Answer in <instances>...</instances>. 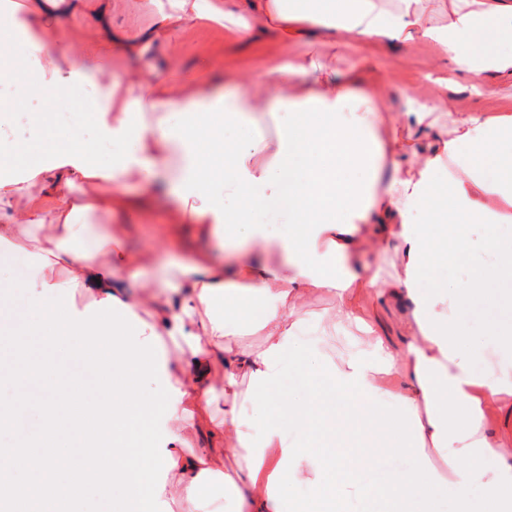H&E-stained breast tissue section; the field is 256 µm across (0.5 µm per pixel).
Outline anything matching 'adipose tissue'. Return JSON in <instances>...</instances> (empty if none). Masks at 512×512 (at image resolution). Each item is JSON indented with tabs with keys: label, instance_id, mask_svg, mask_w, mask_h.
Listing matches in <instances>:
<instances>
[{
	"label": "adipose tissue",
	"instance_id": "obj_1",
	"mask_svg": "<svg viewBox=\"0 0 512 512\" xmlns=\"http://www.w3.org/2000/svg\"><path fill=\"white\" fill-rule=\"evenodd\" d=\"M131 0L150 23L136 32L113 30L112 0H14L0 9V29L21 32L14 47L0 48V82L18 98L65 97L90 83L97 96L91 122L104 141L134 139L135 151L121 164L101 165L90 148L42 155L16 177V147L0 137V263L25 259L36 284L78 285L89 302L115 298L153 336L174 345L164 355V374L178 389L166 448L171 473L196 504L220 473L230 487L234 512H284L287 487L309 480L310 498L293 512H345L349 500L370 512H440L443 490L452 512H512V377L488 381L471 367L477 346L468 343L451 304L507 301L512 285V240L495 228L512 222V114L446 111L448 82L463 75L478 93L512 79V0ZM81 20L96 31L76 41L67 22ZM224 26L240 44L257 29L281 46L317 41L300 56H279L262 81L242 76L237 92L214 91L198 82L185 88L149 71L115 77L103 54L141 57L147 44L171 45L193 21ZM433 44L446 71L437 92L413 97L398 123L385 124L381 97L368 79L366 46L403 50ZM357 51L348 70L326 61L325 49ZM26 59L24 81L9 60ZM195 124L173 126L174 98ZM431 129L426 142L404 139L409 129ZM225 156L224 166L213 160ZM387 172L380 189L358 196L347 168ZM163 178L175 199L174 221L197 225L199 234L228 243L225 262L202 252L186 253L156 291L131 296L120 271L137 256L112 232L114 214L141 206L125 185ZM89 192L76 201L75 183ZM432 217L419 224L415 211ZM238 213L242 232L229 231ZM283 214L293 230L271 232V213ZM484 227L482 246L493 263L475 261L453 292L422 294L430 267L454 253H474L467 227ZM377 244H401L404 275L383 281L360 264V231ZM278 271L261 269L268 254ZM336 294L342 308L323 319L322 336L335 339L363 327L355 308L362 294L376 300H408L411 339L395 351L374 335L340 358H326L319 372L296 363L293 372L306 400L287 418L257 430L245 406L272 403L281 358L299 329L292 307L313 292ZM258 334V349H240ZM218 380L229 409L210 410ZM502 408V430L487 433V413ZM227 441L223 456L186 447L179 423ZM297 437H289V429ZM375 442L380 455L397 459L420 449L417 463L395 470L377 485L363 477L361 448Z\"/></svg>",
	"mask_w": 512,
	"mask_h": 512
}]
</instances>
